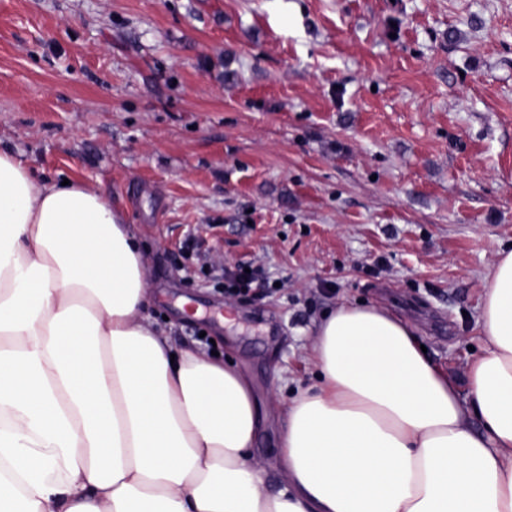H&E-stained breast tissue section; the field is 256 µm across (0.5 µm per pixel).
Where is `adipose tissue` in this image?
Segmentation results:
<instances>
[{"mask_svg": "<svg viewBox=\"0 0 512 512\" xmlns=\"http://www.w3.org/2000/svg\"><path fill=\"white\" fill-rule=\"evenodd\" d=\"M486 281L463 391L388 309L325 315L272 492L250 382L149 324L122 214L0 150V512H512V249Z\"/></svg>", "mask_w": 512, "mask_h": 512, "instance_id": "1", "label": "adipose tissue"}]
</instances>
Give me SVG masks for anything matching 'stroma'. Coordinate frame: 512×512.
<instances>
[{
  "mask_svg": "<svg viewBox=\"0 0 512 512\" xmlns=\"http://www.w3.org/2000/svg\"><path fill=\"white\" fill-rule=\"evenodd\" d=\"M0 149L122 212L149 322L251 379L275 491L281 408L341 303L466 385L512 244V0H0ZM218 253L264 295L227 299Z\"/></svg>",
  "mask_w": 512,
  "mask_h": 512,
  "instance_id": "35a3bbf8",
  "label": "stroma"
}]
</instances>
